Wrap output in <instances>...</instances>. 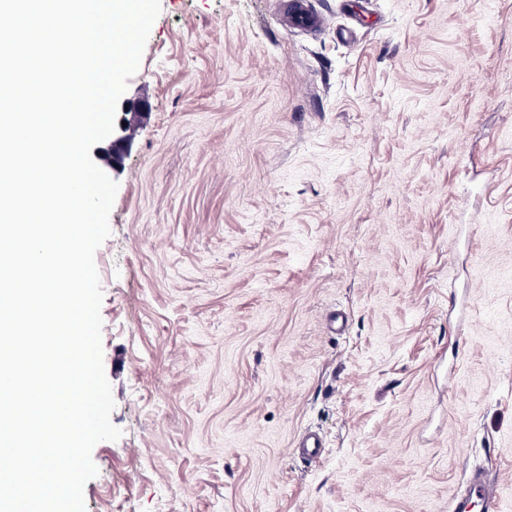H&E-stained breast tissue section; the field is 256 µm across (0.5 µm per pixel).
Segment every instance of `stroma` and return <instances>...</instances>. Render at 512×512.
I'll return each mask as SVG.
<instances>
[{
  "instance_id": "stroma-1",
  "label": "stroma",
  "mask_w": 512,
  "mask_h": 512,
  "mask_svg": "<svg viewBox=\"0 0 512 512\" xmlns=\"http://www.w3.org/2000/svg\"><path fill=\"white\" fill-rule=\"evenodd\" d=\"M274 5L161 0L128 81L86 512H512V0ZM287 25L295 30L316 34L326 28L329 19L313 10L309 0H282ZM298 448L301 457L308 460L317 459L325 451L323 437L315 431H308L300 437ZM499 512L500 499L495 486L480 472L469 473L464 487L448 501V512Z\"/></svg>"
}]
</instances>
